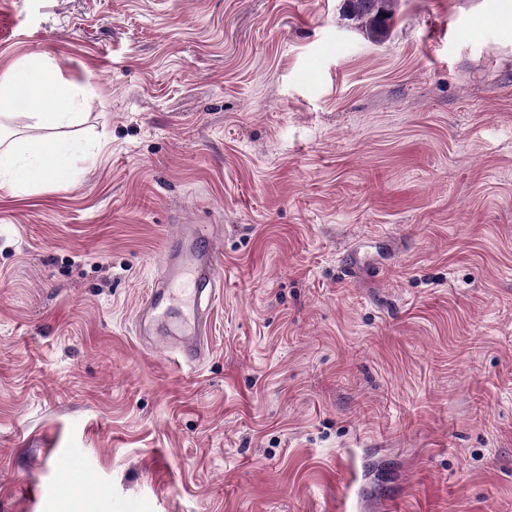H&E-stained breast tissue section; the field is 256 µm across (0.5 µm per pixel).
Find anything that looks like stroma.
<instances>
[{
    "mask_svg": "<svg viewBox=\"0 0 512 512\" xmlns=\"http://www.w3.org/2000/svg\"><path fill=\"white\" fill-rule=\"evenodd\" d=\"M34 54L97 155L0 189V512H512V0H0ZM184 224L178 369L132 322ZM353 14L363 19L371 32L381 34L391 18L394 0H347ZM166 252L162 275L137 309L134 334L145 347L162 346L171 361L201 364L211 353V311L223 292L212 239L184 226Z\"/></svg>",
    "mask_w": 512,
    "mask_h": 512,
    "instance_id": "obj_1",
    "label": "stroma"
}]
</instances>
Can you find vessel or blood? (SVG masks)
<instances>
[{
	"label": "vessel or blood",
	"mask_w": 512,
	"mask_h": 512,
	"mask_svg": "<svg viewBox=\"0 0 512 512\" xmlns=\"http://www.w3.org/2000/svg\"><path fill=\"white\" fill-rule=\"evenodd\" d=\"M223 290L212 239L185 226L166 252L162 275L137 309L134 334L146 347L169 350L173 364L205 362L211 353V311Z\"/></svg>",
	"instance_id": "vessel-or-blood-1"
}]
</instances>
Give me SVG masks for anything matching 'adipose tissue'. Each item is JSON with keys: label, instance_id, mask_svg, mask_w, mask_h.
<instances>
[{"label": "adipose tissue", "instance_id": "obj_1", "mask_svg": "<svg viewBox=\"0 0 512 512\" xmlns=\"http://www.w3.org/2000/svg\"><path fill=\"white\" fill-rule=\"evenodd\" d=\"M83 102V92L39 56L0 79V189L29 192L75 179L92 154L64 130L81 119ZM18 114L32 121L37 136L21 137L2 125V118Z\"/></svg>", "mask_w": 512, "mask_h": 512}]
</instances>
